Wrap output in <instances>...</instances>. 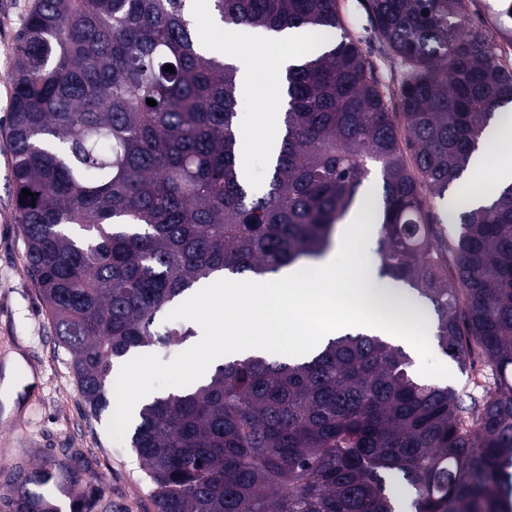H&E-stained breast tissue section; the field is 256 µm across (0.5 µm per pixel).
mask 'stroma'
<instances>
[{
	"label": "stroma",
	"instance_id": "1",
	"mask_svg": "<svg viewBox=\"0 0 512 512\" xmlns=\"http://www.w3.org/2000/svg\"><path fill=\"white\" fill-rule=\"evenodd\" d=\"M34 0H0V469L17 459L80 464L90 489L111 499L112 512H153L150 486L127 443L107 433L109 414L92 416L80 395L68 354L58 345L49 313L25 262L14 219L12 149L6 121L12 102L8 74L15 40ZM279 79L267 75L239 102L245 176L265 189L271 157L262 145L267 124H280Z\"/></svg>",
	"mask_w": 512,
	"mask_h": 512
}]
</instances>
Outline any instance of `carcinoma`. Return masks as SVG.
Here are the masks:
<instances>
[{"mask_svg": "<svg viewBox=\"0 0 512 512\" xmlns=\"http://www.w3.org/2000/svg\"><path fill=\"white\" fill-rule=\"evenodd\" d=\"M209 2L227 26L320 44L288 66L260 194L238 162L236 69L198 42L188 0H34L17 38L14 218L86 407L110 408L118 361L195 335L159 318L200 282L322 257L375 174L378 276L425 304L461 368L479 356L482 396L414 378L367 333L304 360L227 359L126 431L155 512H396L402 497L411 512H512V184L439 213L512 112V0H362L399 64L397 113L338 0ZM480 3L492 34L471 18ZM0 474V512H63L59 494L112 512L63 461Z\"/></svg>", "mask_w": 512, "mask_h": 512, "instance_id": "1", "label": "carcinoma"}]
</instances>
